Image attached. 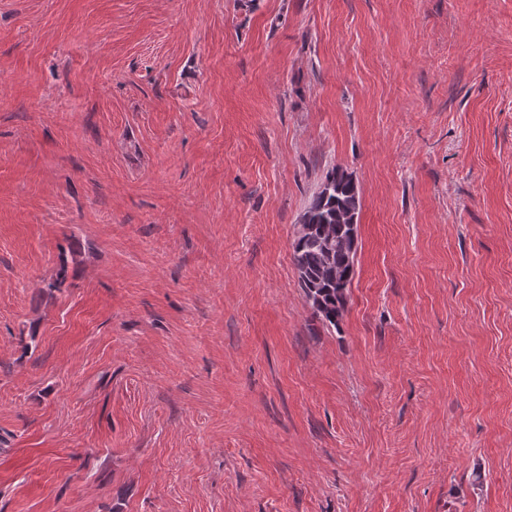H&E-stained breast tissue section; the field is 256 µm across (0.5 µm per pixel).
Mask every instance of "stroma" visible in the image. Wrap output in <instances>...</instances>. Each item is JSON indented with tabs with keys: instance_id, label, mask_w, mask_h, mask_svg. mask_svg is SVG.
I'll return each instance as SVG.
<instances>
[{
	"instance_id": "1",
	"label": "stroma",
	"mask_w": 512,
	"mask_h": 512,
	"mask_svg": "<svg viewBox=\"0 0 512 512\" xmlns=\"http://www.w3.org/2000/svg\"><path fill=\"white\" fill-rule=\"evenodd\" d=\"M0 512H512V0H0ZM358 189L343 169L331 167L312 193L300 224H295L292 263L314 315L338 328L346 309L358 249ZM354 227V251L349 236Z\"/></svg>"
}]
</instances>
